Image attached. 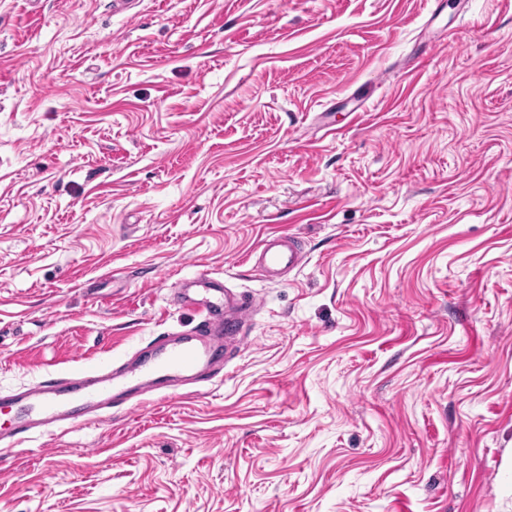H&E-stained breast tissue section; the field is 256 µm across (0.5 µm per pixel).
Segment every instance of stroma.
I'll list each match as a JSON object with an SVG mask.
<instances>
[{
    "label": "stroma",
    "instance_id": "35a3bbf8",
    "mask_svg": "<svg viewBox=\"0 0 512 512\" xmlns=\"http://www.w3.org/2000/svg\"><path fill=\"white\" fill-rule=\"evenodd\" d=\"M202 271L261 304L223 381L0 455V512H512V0H0V395ZM256 253L255 264L270 277L293 271L301 266L304 259L297 242L285 234L266 236Z\"/></svg>",
    "mask_w": 512,
    "mask_h": 512
}]
</instances>
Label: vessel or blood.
Listing matches in <instances>:
<instances>
[{
	"label": "vessel or blood",
	"mask_w": 512,
	"mask_h": 512,
	"mask_svg": "<svg viewBox=\"0 0 512 512\" xmlns=\"http://www.w3.org/2000/svg\"><path fill=\"white\" fill-rule=\"evenodd\" d=\"M301 248L284 234L266 236L256 256L257 267L267 276H278L301 266ZM183 306L197 316L195 325L175 336L154 337L148 355L119 363L78 368L69 374L54 373L26 386L10 400L13 423L0 429V448L10 450L36 435L109 419L113 409L130 411L138 403L131 390L156 392L167 398V384L180 383L190 392L224 377V363L231 360L243 331L259 305L225 289L224 280L201 272L179 280Z\"/></svg>",
	"instance_id": "b4317fda"
}]
</instances>
